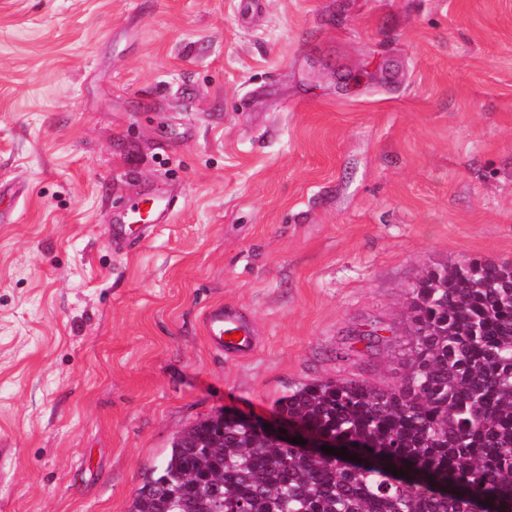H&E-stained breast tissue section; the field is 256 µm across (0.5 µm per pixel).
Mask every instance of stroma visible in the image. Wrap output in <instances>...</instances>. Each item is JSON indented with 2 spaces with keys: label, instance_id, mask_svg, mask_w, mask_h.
I'll use <instances>...</instances> for the list:
<instances>
[{
  "label": "stroma",
  "instance_id": "1",
  "mask_svg": "<svg viewBox=\"0 0 512 512\" xmlns=\"http://www.w3.org/2000/svg\"><path fill=\"white\" fill-rule=\"evenodd\" d=\"M470 259L512 263V0H0V512H127L198 419L395 383ZM204 326L209 345L228 356H245L256 347L257 342L249 323L229 307L213 306L204 317ZM233 332H238L241 339H224V335Z\"/></svg>",
  "mask_w": 512,
  "mask_h": 512
}]
</instances>
